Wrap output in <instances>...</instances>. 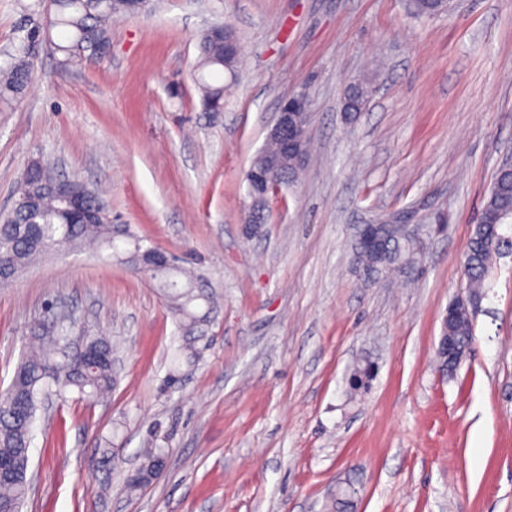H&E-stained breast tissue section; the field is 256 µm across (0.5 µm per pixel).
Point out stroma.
I'll use <instances>...</instances> for the list:
<instances>
[{
	"label": "stroma",
	"instance_id": "stroma-1",
	"mask_svg": "<svg viewBox=\"0 0 512 512\" xmlns=\"http://www.w3.org/2000/svg\"><path fill=\"white\" fill-rule=\"evenodd\" d=\"M0 0V65L42 24ZM240 45L224 109L206 112L197 38ZM49 45L20 99L0 98V213L29 163L105 191L121 248L178 255L210 297L185 333L150 276L108 250L38 257L0 286V391L46 309L112 341L115 385L42 401L22 512H512V251L474 313L454 375L442 316L495 173L512 155V0H149L111 51L64 67ZM368 101L343 117L345 89ZM304 92L310 151L249 229L245 175L281 102ZM401 220L420 251L374 281L360 225ZM376 371L351 391L360 362ZM163 467L128 487L142 451ZM409 14L415 18L431 17L443 13L447 9V0H409Z\"/></svg>",
	"mask_w": 512,
	"mask_h": 512
}]
</instances>
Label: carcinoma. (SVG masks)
I'll return each instance as SVG.
<instances>
[{"instance_id":"obj_1","label":"carcinoma","mask_w":512,"mask_h":512,"mask_svg":"<svg viewBox=\"0 0 512 512\" xmlns=\"http://www.w3.org/2000/svg\"><path fill=\"white\" fill-rule=\"evenodd\" d=\"M409 14L415 18L431 17L447 9V0H408ZM49 24L42 31L30 34L31 41L53 39V32L61 35L54 43L62 54L65 66L81 62L76 54L80 44L107 41L111 38L112 19L131 17L137 11L129 0H49ZM199 57L196 64L198 84L202 90V106L209 110L213 104L224 103V84L219 77L224 72V49L203 33L198 39ZM31 80L30 46L23 45L14 61L0 70V97L20 98ZM49 177L33 178L23 174L19 190L23 196L40 199L41 206L31 212L25 208H12L0 217V285L15 279L17 274L34 259L51 249V245L71 242L76 246L84 242H97L113 254L119 246L112 237L110 224H72L63 212L56 196V187L49 179H57L47 163H42ZM65 189L83 195L92 204L99 196L77 179H61ZM512 218V172H497L489 195L467 243L465 256L469 266L465 271L466 287L479 295L487 287V279L494 258L500 254L499 246L487 241L481 227L487 224L503 225ZM356 264L367 279H376L389 271L407 268L409 253L405 243L392 239L379 255L354 251ZM159 288L163 291L169 309L179 317L190 333L198 315L195 303L203 298L194 280L182 270L159 275ZM448 335L455 338L461 351L468 352L473 344V318H448ZM84 348L80 352L69 350L68 337L51 339L52 354L46 356L32 351L16 367L11 383L0 392V512H19L24 502L29 480L27 478L29 448L35 421L38 395L56 389L60 394L68 387L76 388L89 400L96 401L112 391V344L89 330L83 332ZM373 366L361 364L353 369L350 388L364 390L372 379Z\"/></svg>"}]
</instances>
